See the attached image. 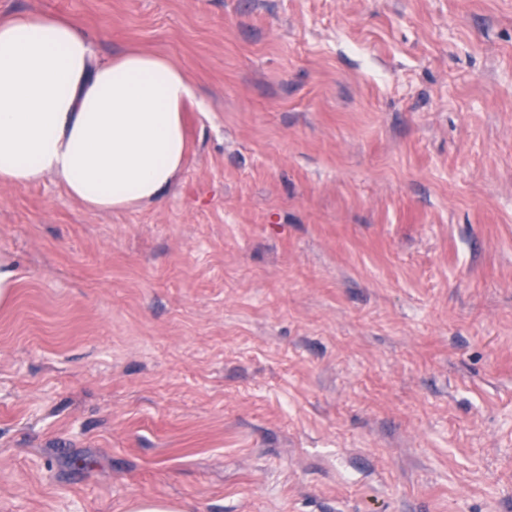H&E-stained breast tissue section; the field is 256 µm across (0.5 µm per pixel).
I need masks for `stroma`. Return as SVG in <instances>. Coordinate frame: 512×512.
<instances>
[{"label": "stroma", "instance_id": "obj_1", "mask_svg": "<svg viewBox=\"0 0 512 512\" xmlns=\"http://www.w3.org/2000/svg\"><path fill=\"white\" fill-rule=\"evenodd\" d=\"M189 73L163 199L0 185V512H512V0H0ZM16 272L10 259L0 255V306L9 305L14 298ZM127 512H185L183 508L170 501L160 499H140L130 503Z\"/></svg>", "mask_w": 512, "mask_h": 512}]
</instances>
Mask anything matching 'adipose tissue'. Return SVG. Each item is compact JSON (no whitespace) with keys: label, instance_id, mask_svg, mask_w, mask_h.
Returning a JSON list of instances; mask_svg holds the SVG:
<instances>
[{"label":"adipose tissue","instance_id":"ef3b65f1","mask_svg":"<svg viewBox=\"0 0 512 512\" xmlns=\"http://www.w3.org/2000/svg\"><path fill=\"white\" fill-rule=\"evenodd\" d=\"M193 99L185 70L165 56L102 62L72 20L0 17V185L53 175L91 212L157 201L185 162Z\"/></svg>","mask_w":512,"mask_h":512}]
</instances>
